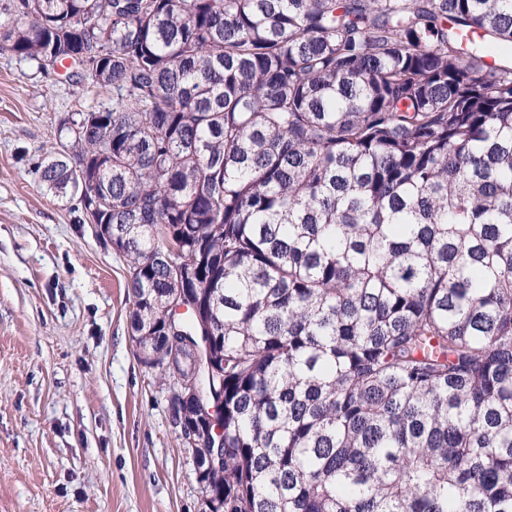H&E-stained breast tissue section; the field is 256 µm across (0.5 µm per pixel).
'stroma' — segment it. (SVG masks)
<instances>
[{"mask_svg":"<svg viewBox=\"0 0 512 512\" xmlns=\"http://www.w3.org/2000/svg\"><path fill=\"white\" fill-rule=\"evenodd\" d=\"M111 103L0 57V512L202 510L130 336L127 263L40 186L59 118Z\"/></svg>","mask_w":512,"mask_h":512,"instance_id":"obj_1","label":"stroma"}]
</instances>
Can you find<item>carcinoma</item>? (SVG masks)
Returning <instances> with one entry per match:
<instances>
[{
    "label": "carcinoma",
    "instance_id": "carcinoma-1",
    "mask_svg": "<svg viewBox=\"0 0 512 512\" xmlns=\"http://www.w3.org/2000/svg\"><path fill=\"white\" fill-rule=\"evenodd\" d=\"M0 56L112 90L41 180L140 364L224 371L221 512H512V0H0Z\"/></svg>",
    "mask_w": 512,
    "mask_h": 512
}]
</instances>
